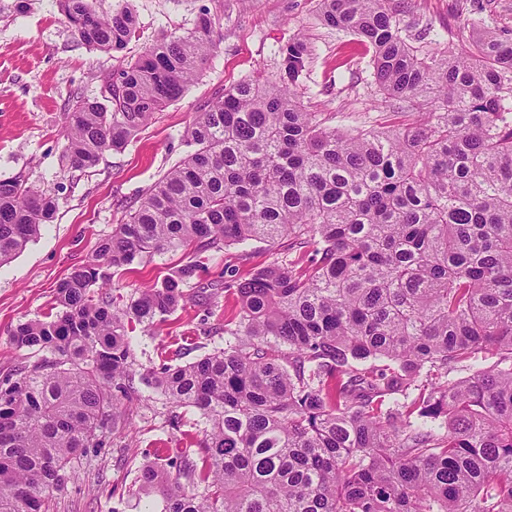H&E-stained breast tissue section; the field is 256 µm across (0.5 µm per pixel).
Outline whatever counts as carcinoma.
<instances>
[{
  "mask_svg": "<svg viewBox=\"0 0 512 512\" xmlns=\"http://www.w3.org/2000/svg\"><path fill=\"white\" fill-rule=\"evenodd\" d=\"M411 0H318L319 21L371 52L402 120L337 130L302 102L307 44L280 48L288 83L244 79L203 106L186 155L56 288L43 318L8 331L35 357L0 374V512H49L75 460L161 393L171 434L201 438L138 470L162 512H512V37L476 19L468 49L422 42ZM78 39L122 52L140 38L129 0L99 15L57 0ZM213 21L166 33L71 92L62 157L95 167L196 81ZM56 199L0 178V265L33 242ZM282 256L244 281L224 346L136 369L130 322L185 306L208 260L250 241ZM190 260L129 299L104 288L154 255ZM293 252L306 256L299 266ZM467 370L456 379L448 375Z\"/></svg>",
  "mask_w": 512,
  "mask_h": 512,
  "instance_id": "carcinoma-1",
  "label": "carcinoma"
}]
</instances>
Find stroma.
I'll return each mask as SVG.
<instances>
[{"label":"stroma","mask_w":512,"mask_h":512,"mask_svg":"<svg viewBox=\"0 0 512 512\" xmlns=\"http://www.w3.org/2000/svg\"><path fill=\"white\" fill-rule=\"evenodd\" d=\"M144 39L192 29L201 11L216 20V48L201 75L177 101L158 112L122 151L104 153L99 164L81 172L61 157L63 112L73 89L101 94L102 76L121 57L90 49L79 41L55 0H0V177L25 172L37 189L55 195L59 210L27 249L0 266V372L26 361L8 331L18 322L46 312L56 287L74 266L84 263L99 241L121 223L139 192L158 180L184 155L181 136L203 105L225 88L255 75L278 77L277 50L305 35L314 61L302 83L308 111L322 113L339 130L381 126L389 107L367 59L348 67L338 58L353 42L347 31L320 25L316 0H133ZM411 9L438 43L461 46L472 19L512 35V0H413ZM267 244L235 245L206 261L192 282L196 302L166 321L128 326L138 363L157 364L176 349L195 360L224 344V320L235 311L233 297L200 299L225 268L247 277L272 261ZM187 260L184 251L155 255L137 273L119 279L123 296L159 282ZM134 428L111 435L100 453L77 459L76 483L54 494L50 512H159L157 498L138 491L136 477L148 451L176 448L165 429L159 394L133 402Z\"/></svg>","instance_id":"35a3bbf8"}]
</instances>
